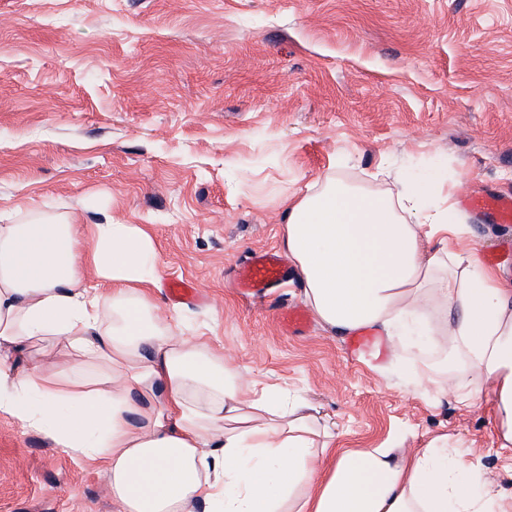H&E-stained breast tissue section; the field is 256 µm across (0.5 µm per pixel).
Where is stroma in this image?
Instances as JSON below:
<instances>
[{
  "mask_svg": "<svg viewBox=\"0 0 512 512\" xmlns=\"http://www.w3.org/2000/svg\"><path fill=\"white\" fill-rule=\"evenodd\" d=\"M443 167L456 198L512 194V0H0V211L149 225L161 276L204 296L164 310L256 377L305 397L349 444L463 437L487 465V405H434L355 362L292 276L241 298L234 271L278 248L282 200L338 164ZM483 254L512 225L469 216ZM0 512H116L96 467L0 415Z\"/></svg>",
  "mask_w": 512,
  "mask_h": 512,
  "instance_id": "1",
  "label": "stroma"
}]
</instances>
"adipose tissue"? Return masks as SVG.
I'll use <instances>...</instances> for the list:
<instances>
[{
  "mask_svg": "<svg viewBox=\"0 0 512 512\" xmlns=\"http://www.w3.org/2000/svg\"><path fill=\"white\" fill-rule=\"evenodd\" d=\"M379 165L326 174L282 202V249L326 333L368 330L374 369L405 390L485 400L512 447V275L484 263L443 192ZM0 224V414L100 465L116 512H512L462 439L341 448L300 395L249 378L164 315L143 224L84 226L17 207ZM39 360L18 365L17 352ZM65 350L68 362L52 357Z\"/></svg>",
  "mask_w": 512,
  "mask_h": 512,
  "instance_id": "1",
  "label": "adipose tissue"
}]
</instances>
